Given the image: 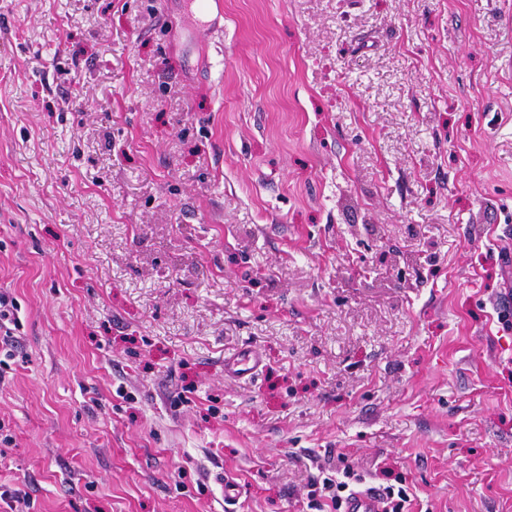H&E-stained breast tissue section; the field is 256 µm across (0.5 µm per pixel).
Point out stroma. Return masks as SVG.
<instances>
[{
    "label": "stroma",
    "mask_w": 512,
    "mask_h": 512,
    "mask_svg": "<svg viewBox=\"0 0 512 512\" xmlns=\"http://www.w3.org/2000/svg\"><path fill=\"white\" fill-rule=\"evenodd\" d=\"M223 2L0 0V512H512V0ZM18 306L15 300L6 293H0V353L5 359H0V380L4 367H8L7 360L13 359L17 349V336L15 331L19 330L20 320L17 314ZM9 325L13 326L9 327ZM3 332V334H2ZM3 335V336H2ZM2 365V367H1ZM263 359L251 347H237L224 352V376L232 379H247L262 367ZM332 471H326L320 479L315 480L310 490V502L308 506L319 508L321 511L344 512H409L408 507L411 505L410 496L403 486L393 484L382 487H369L363 489L366 484V476L355 472L354 470H344L342 473L336 471V480L333 479ZM367 490L374 495L381 497L384 501L385 510L382 511V504L372 494L363 492ZM361 492V493H359ZM321 500H325L322 503ZM325 507H331L332 510H323Z\"/></svg>",
    "instance_id": "stroma-1"
}]
</instances>
